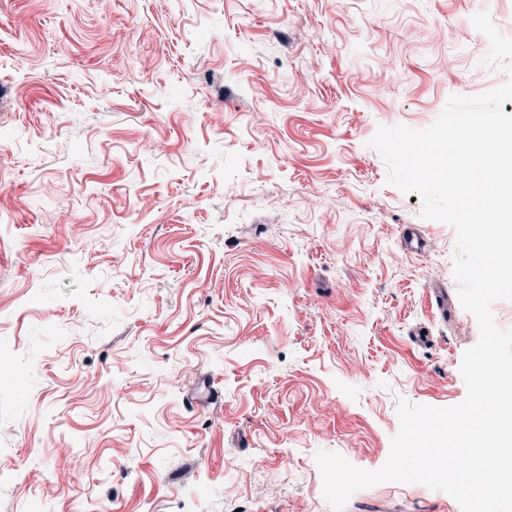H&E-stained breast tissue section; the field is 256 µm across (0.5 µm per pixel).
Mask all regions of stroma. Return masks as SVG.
<instances>
[{
    "instance_id": "stroma-1",
    "label": "stroma",
    "mask_w": 512,
    "mask_h": 512,
    "mask_svg": "<svg viewBox=\"0 0 512 512\" xmlns=\"http://www.w3.org/2000/svg\"><path fill=\"white\" fill-rule=\"evenodd\" d=\"M511 78L512 0H0V512H332L318 452L462 402L456 232L370 141Z\"/></svg>"
}]
</instances>
